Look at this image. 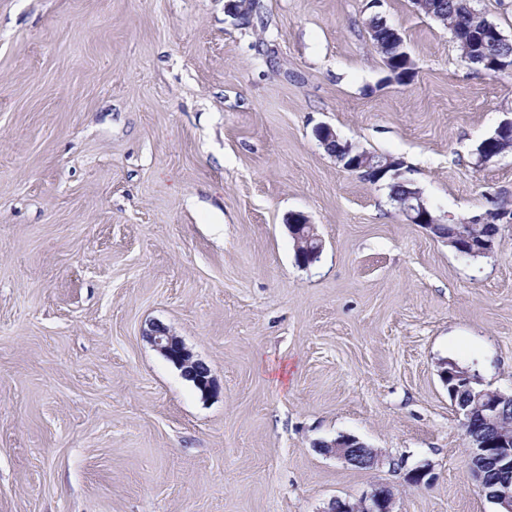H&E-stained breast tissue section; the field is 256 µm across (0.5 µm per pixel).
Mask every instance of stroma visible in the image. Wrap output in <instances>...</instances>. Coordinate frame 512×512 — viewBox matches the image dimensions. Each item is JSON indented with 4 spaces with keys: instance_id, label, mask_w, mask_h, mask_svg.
<instances>
[{
    "instance_id": "1",
    "label": "stroma",
    "mask_w": 512,
    "mask_h": 512,
    "mask_svg": "<svg viewBox=\"0 0 512 512\" xmlns=\"http://www.w3.org/2000/svg\"><path fill=\"white\" fill-rule=\"evenodd\" d=\"M255 3L246 27L228 0H0V512H324L381 483L396 512H495L441 372L512 392V224L464 257L315 129L401 160L454 224L512 207V152L477 155L512 72L412 0ZM292 212L323 241L306 267ZM341 434L379 465L315 449ZM370 38L376 51L382 56L383 61L389 62L390 74L397 82L408 80L414 70L413 59L408 62L404 53L401 40L396 37L392 26L388 25L380 15L374 14L368 20ZM145 335L149 342L168 361L180 369L186 380L191 381L202 393H208L212 390L211 369L204 362L194 359L178 336L159 323H152Z\"/></svg>"
}]
</instances>
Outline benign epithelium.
<instances>
[{"instance_id":"benign-epithelium-1","label":"benign epithelium","mask_w":512,"mask_h":512,"mask_svg":"<svg viewBox=\"0 0 512 512\" xmlns=\"http://www.w3.org/2000/svg\"><path fill=\"white\" fill-rule=\"evenodd\" d=\"M512 137V119L502 121L495 133L485 138L478 150V161L485 163L501 156L499 143L505 138ZM347 158L346 167L350 170L367 168L374 176L382 179L387 176L393 178L400 174L401 162H384L381 158L365 150L358 149L351 142L344 145ZM399 211L412 224H418L429 230L434 236L444 239L454 245L463 255L492 253L501 246L499 235H489L477 241L467 243L459 242L446 236L443 232V223L432 213L419 191L411 193L398 203ZM512 221V213L508 211H490L471 218L472 224H491L500 226L504 219ZM288 230L295 242L296 262L307 266L315 261L320 253L322 240L317 234L314 225L299 213L292 214L286 220ZM149 342L178 369L182 376L193 383L203 393H208L213 388L211 369L204 362L196 359L185 348L182 340L174 335L167 327L154 323L146 333ZM455 384L448 387L453 402L457 405V411L463 418L472 417V411L468 409L465 398L471 396V383L474 378L462 368H456L451 372ZM512 405V395L501 392L496 397L485 401L481 408V416L485 423L493 426L502 419L504 409ZM320 451L329 456H334L355 468H372L379 461V452L351 435H341L333 440L317 443ZM471 464L473 474L479 483L480 491L498 506V512H512V438L501 434L497 430L490 431L482 438L478 445L471 447ZM492 466L497 473L493 480H487L484 472L487 466ZM395 495L383 485H375L371 491L355 502L341 498L332 499L324 512H395Z\"/></svg>"}]
</instances>
